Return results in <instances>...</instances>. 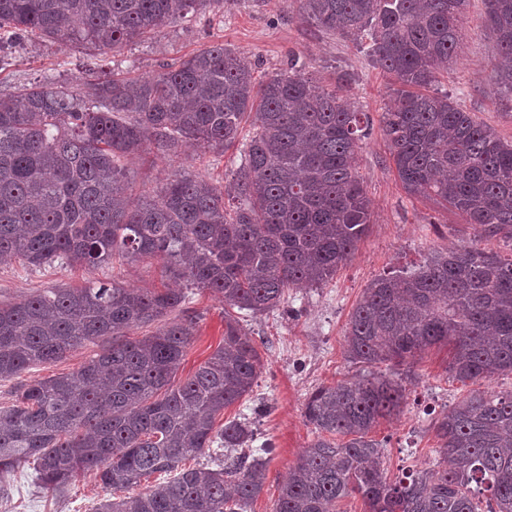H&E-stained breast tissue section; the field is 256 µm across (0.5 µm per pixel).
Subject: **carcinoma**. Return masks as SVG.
I'll list each match as a JSON object with an SVG mask.
<instances>
[{
	"instance_id": "carcinoma-1",
	"label": "carcinoma",
	"mask_w": 512,
	"mask_h": 512,
	"mask_svg": "<svg viewBox=\"0 0 512 512\" xmlns=\"http://www.w3.org/2000/svg\"><path fill=\"white\" fill-rule=\"evenodd\" d=\"M211 0H0V63L25 37L120 50L206 8ZM304 17L354 42L394 79L382 131L403 189L460 212L484 236L512 239V144L448 92L424 94L456 56L467 0H299ZM486 24L512 58V0H484ZM68 81L0 96V257L24 268L163 262L167 280L224 298V344L175 383L197 317L131 340L128 331L183 308L188 295L115 283L49 288L0 303V380L55 362L87 341L111 344L75 374L14 388L0 408V479L30 466L38 487L63 491L81 473L103 487L96 512H248L264 487L247 422L216 426L265 369L233 312L268 314L286 291L336 274L368 230L371 210L352 160L369 119L318 86L294 57L264 78L222 44L151 78L90 66ZM247 113L253 130L241 127ZM184 143L241 144L224 188L174 175L149 201L133 196L127 160ZM353 364L408 365L448 349L465 384L512 374V258L437 252L412 272L373 279L345 330ZM405 387L378 373L317 388L306 422L315 439L289 469L272 512H336L352 496L367 512H512V391L474 390L431 418L449 465L390 478L370 436L401 412ZM217 468L188 467L207 452Z\"/></svg>"
}]
</instances>
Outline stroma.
<instances>
[{
    "label": "stroma",
    "instance_id": "35a3bbf8",
    "mask_svg": "<svg viewBox=\"0 0 512 512\" xmlns=\"http://www.w3.org/2000/svg\"><path fill=\"white\" fill-rule=\"evenodd\" d=\"M484 0H469L462 21L463 39L446 74L435 87L448 92L464 110L512 142V97L501 93L494 76L501 63L496 39L484 20ZM221 43L251 63L257 75L284 68L296 54L319 85L340 86L367 112L372 129L355 158V168L371 200V224L354 254L333 279L314 287L295 288L284 307L248 318L266 369L252 392L225 410V417H252L258 440L274 449L266 465L265 486L251 512H271L279 487L304 448L314 438L304 418V405L318 387L362 374V366L345 358L344 333L351 312L366 285L375 277L412 270L437 250L478 248L507 258L512 240L481 237L464 217L435 200L408 195L390 159L380 119L391 102L390 78L371 65L350 41L321 31L301 16L297 0H213L205 11L160 30L152 38L98 53L60 42H24L9 67L0 70V93L47 75H63L75 84L88 77L90 56H97L114 73L148 78L164 66L211 45ZM240 163L238 149L203 151L192 146L166 155L150 148L129 160L137 196L153 195L178 173L200 175L215 185L229 181ZM119 282L128 288H159L164 279L158 260L105 266L58 264L25 270L0 261V303L13 302L47 288L80 287ZM190 311L197 314L195 336L177 375L185 380L224 341V302L208 291L188 293ZM105 340L89 342L63 359L32 367L18 377L34 379L77 372L105 348ZM406 400L402 411L380 421L372 432L385 441L381 466L388 476L403 469L426 468L443 456L426 408L447 410L465 397L470 387L448 370V355L429 350L404 373ZM9 497L0 499V512H95L109 492L94 474L78 476L61 494L47 493L34 484L33 471L23 467L8 478Z\"/></svg>",
    "mask_w": 512,
    "mask_h": 512
}]
</instances>
